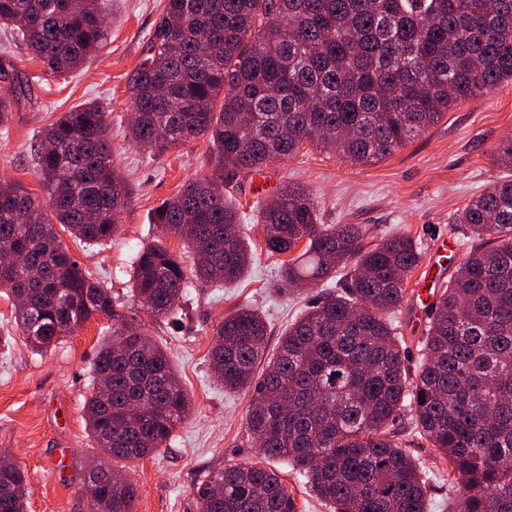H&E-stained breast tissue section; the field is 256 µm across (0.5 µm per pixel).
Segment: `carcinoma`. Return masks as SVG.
Wrapping results in <instances>:
<instances>
[{"label":"carcinoma","instance_id":"carcinoma-1","mask_svg":"<svg viewBox=\"0 0 512 512\" xmlns=\"http://www.w3.org/2000/svg\"><path fill=\"white\" fill-rule=\"evenodd\" d=\"M105 0H0V28L45 71L63 76L107 40ZM150 56L129 86L133 146L161 155L207 142L211 173L155 209L133 292L157 319L184 310L192 282H233L251 261L246 213L224 195V169L259 171L307 145L371 166L438 124L458 103L512 81V0H165ZM0 136L31 99L29 77L0 59ZM47 197L0 179V289L14 328L46 350L92 318L112 322L84 404L100 462L89 512H133L135 487L116 460L165 448L190 411L165 346L116 310L56 226L86 245L112 239L127 191L113 166L108 116L88 103L62 113L34 148ZM281 290L316 299L268 349V327L241 306L214 328L210 365L228 391L248 390L247 433L266 458L288 460L333 512H427V472L401 436L448 464V512H512V178L454 223L471 243L428 311L416 370L392 315L423 263L397 233L367 241L361 224H322L317 205L284 184L257 205ZM183 242L187 256L163 239ZM190 263H185V259ZM112 493L100 496L97 485ZM22 469L0 467V512H24ZM200 512H298L281 474L259 463L209 473Z\"/></svg>","mask_w":512,"mask_h":512}]
</instances>
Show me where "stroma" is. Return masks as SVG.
Instances as JSON below:
<instances>
[{
	"label": "stroma",
	"mask_w": 512,
	"mask_h": 512,
	"mask_svg": "<svg viewBox=\"0 0 512 512\" xmlns=\"http://www.w3.org/2000/svg\"><path fill=\"white\" fill-rule=\"evenodd\" d=\"M163 0H108V41L94 58L63 79L45 73L26 49L0 37L16 68L29 76L31 101L12 114L7 138H0V177L20 182L35 195L43 189L33 170L30 145L53 117L88 102L109 114L114 161L126 183V204L110 242L88 246L64 237L81 267L109 288L121 312L136 319L157 342L167 345L192 410L170 446L144 459L120 462L136 489L134 512H198L194 489L210 471L259 460L246 431L251 395L228 392L214 377L209 352L215 325L241 305L260 310L277 345L288 324L310 298L305 291L279 293L281 256L268 255L260 228L250 232L253 257L233 284H193L182 325L159 320L141 306L131 275L139 250L158 231L154 208L193 178L210 173L211 153L196 139L152 155L131 146L128 85L148 55L147 45ZM512 137V82L467 99L430 130L372 166L341 163L314 147L258 172H224V192L241 210L256 197L272 198L284 183L302 185L325 224L365 225L370 241L405 232L423 250L454 236L458 209L487 184L507 174L491 160ZM106 319L84 323L44 352L13 328L11 302L0 292V454L22 467L26 512H88L81 488L96 447L84 419L92 392V365L105 339Z\"/></svg>",
	"instance_id": "obj_1"
}]
</instances>
